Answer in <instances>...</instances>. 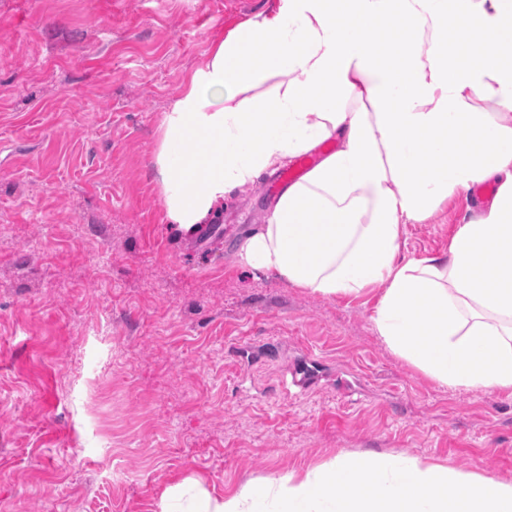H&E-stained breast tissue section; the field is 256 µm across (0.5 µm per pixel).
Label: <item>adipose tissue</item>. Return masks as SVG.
<instances>
[{"label":"adipose tissue","instance_id":"ef3b65f1","mask_svg":"<svg viewBox=\"0 0 512 512\" xmlns=\"http://www.w3.org/2000/svg\"><path fill=\"white\" fill-rule=\"evenodd\" d=\"M170 221L316 162L244 238L241 265L324 297L383 293L390 351L440 385L512 390V0H283L217 42L161 124ZM495 185L447 252L401 229ZM194 512H512V483L394 454L249 481Z\"/></svg>","mask_w":512,"mask_h":512}]
</instances>
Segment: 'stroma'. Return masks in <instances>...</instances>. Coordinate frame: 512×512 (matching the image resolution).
Segmentation results:
<instances>
[{
  "label": "stroma",
  "instance_id": "obj_1",
  "mask_svg": "<svg viewBox=\"0 0 512 512\" xmlns=\"http://www.w3.org/2000/svg\"><path fill=\"white\" fill-rule=\"evenodd\" d=\"M280 2L0 0V512H185L364 451L512 482V392L393 355L382 286L326 298L239 263L272 175L196 232L167 217L164 112ZM467 206L405 225L403 252L447 251Z\"/></svg>",
  "mask_w": 512,
  "mask_h": 512
}]
</instances>
